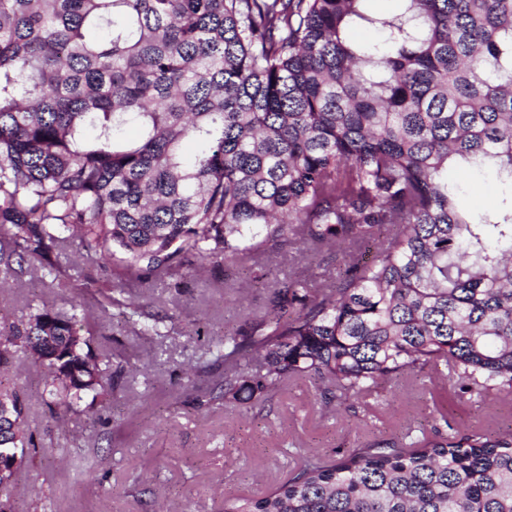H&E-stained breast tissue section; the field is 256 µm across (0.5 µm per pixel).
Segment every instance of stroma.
I'll use <instances>...</instances> for the list:
<instances>
[{
  "instance_id": "obj_1",
  "label": "stroma",
  "mask_w": 512,
  "mask_h": 512,
  "mask_svg": "<svg viewBox=\"0 0 512 512\" xmlns=\"http://www.w3.org/2000/svg\"><path fill=\"white\" fill-rule=\"evenodd\" d=\"M453 179L472 209L501 197L493 174ZM52 258L61 276L37 261L20 272L0 267V331L43 303L65 311L78 304L91 352L113 355L125 375L107 395L68 411L49 407L46 369L27 353L14 350L0 367V391L25 395L23 433L35 444L11 485L16 512H224L225 499L267 493L310 454L338 459L411 429L512 432V394H451L453 369L443 363L337 406L324 400L327 383L297 378L253 404L197 399L199 360L266 316L278 281L303 275L311 287H334L341 249L293 240L255 263L215 260L177 279L123 283L124 298L158 320L145 335L121 309L104 315L95 303L112 291L111 256L90 261L68 242Z\"/></svg>"
}]
</instances>
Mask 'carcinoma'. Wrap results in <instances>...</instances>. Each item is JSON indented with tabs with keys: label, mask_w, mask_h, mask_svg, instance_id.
<instances>
[{
	"label": "carcinoma",
	"mask_w": 512,
	"mask_h": 512,
	"mask_svg": "<svg viewBox=\"0 0 512 512\" xmlns=\"http://www.w3.org/2000/svg\"><path fill=\"white\" fill-rule=\"evenodd\" d=\"M0 0V266L77 240L119 281L253 260L292 238L375 245L327 292L299 276L224 339V403L287 378L343 403L439 362L452 387L512 393V0ZM370 29L382 43L354 33ZM137 129L131 138L129 128ZM454 167L508 194L467 210ZM107 307L154 316L118 298ZM76 315L44 305L0 332L70 409L118 384ZM25 399L0 393V430ZM312 457L224 512H512V433L482 430Z\"/></svg>",
	"instance_id": "obj_1"
}]
</instances>
